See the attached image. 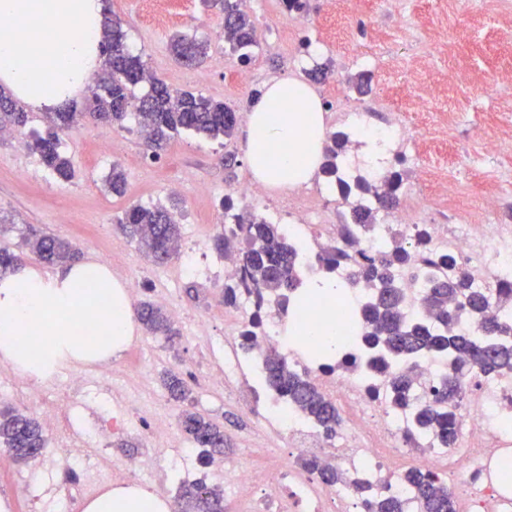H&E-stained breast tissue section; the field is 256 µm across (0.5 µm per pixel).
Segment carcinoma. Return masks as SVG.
Here are the masks:
<instances>
[{
	"instance_id": "cac0c4a2",
	"label": "carcinoma",
	"mask_w": 512,
	"mask_h": 512,
	"mask_svg": "<svg viewBox=\"0 0 512 512\" xmlns=\"http://www.w3.org/2000/svg\"><path fill=\"white\" fill-rule=\"evenodd\" d=\"M211 7L223 16L224 45L240 58L250 59L249 52L258 45L256 24L243 9V0H211ZM102 39L108 58L89 111L49 112L47 131L26 142L57 178L68 182L75 177L70 158L61 150V134L79 122H107L123 128L131 121L144 133L145 150L153 159L160 157L173 136L183 132L211 138L232 136L239 120L237 112L224 102L174 89L151 75L141 57L128 48L119 20L105 17ZM171 49L188 64L205 55V45L185 35L175 39ZM141 84L148 85L149 92L139 97L135 89ZM26 122L23 109L0 93V129L20 127ZM350 140V132L344 130L329 135L321 167L326 181L348 205V236L370 233L379 214L400 204L404 189L398 172L384 176L378 186L371 171L363 167L349 171L344 160ZM220 205L224 207V228L214 239L216 251L224 253L234 240L246 244L238 255L235 273L224 278V305L236 308L253 296L258 300L270 297L276 302L279 316H285L291 300L299 299L298 291L307 279L295 243L282 225L266 220L257 211L237 212L229 197ZM119 225L156 264L177 253L179 225L163 205L133 206L123 213ZM427 243V228L421 225L413 246L407 245L404 235L394 233L376 250L353 255L339 245L323 249L317 261L321 272L328 275L340 268L348 272L342 287L367 293L359 308L344 314L350 329H359L358 344L365 354L366 367L374 373H388L391 404L409 409L410 439L419 443L430 436L440 447L454 448L459 438L457 414L465 378L477 369L487 377L512 373V287L501 286L493 295L472 287L455 256L433 253ZM27 244L48 265H67L78 259V251L70 242L53 235L35 234ZM412 264L422 267L429 282L421 301L424 317L406 314L398 285L400 271ZM135 313L152 335L168 343L179 336L166 312L153 302L138 303ZM266 323L261 307H256L239 333L241 348L250 349L255 337L265 331ZM337 340V350L343 356L326 359L321 349L314 348V359L323 361L324 369L357 368L359 361L350 341L341 336ZM430 356L448 360V374L430 386L428 399L416 402V381L401 366ZM259 377L283 408L298 409L326 437L336 435L341 425L336 405L307 373L289 364L286 353L269 351L263 357ZM164 384L173 399H188L189 388L182 379L170 375ZM180 425L186 439L198 450L200 464L207 465L224 454V430L211 420L186 411ZM0 445L16 461L27 463L42 454L47 439L36 419L5 406L0 408ZM305 467L325 485L344 482L337 466L309 459ZM403 484L410 495L408 500L388 487L373 491L364 481L354 482L365 512H408L411 502L417 512H457L456 498L435 475L410 469L403 476ZM182 497L184 512H224V491L201 480L184 483Z\"/></svg>"
}]
</instances>
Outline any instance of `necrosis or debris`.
I'll return each mask as SVG.
<instances>
[{
  "instance_id": "obj_1",
  "label": "necrosis or debris",
  "mask_w": 512,
  "mask_h": 512,
  "mask_svg": "<svg viewBox=\"0 0 512 512\" xmlns=\"http://www.w3.org/2000/svg\"><path fill=\"white\" fill-rule=\"evenodd\" d=\"M290 222L286 231L304 247V263L313 266L315 252L339 239V225L330 223L321 213L314 197L301 193L287 202ZM430 247L440 253L458 256L477 287L495 288L512 283V225L435 224L431 227ZM271 348L288 352L290 364L307 370L324 394L333 400L347 422L345 438L328 444L312 429L292 418L280 419L282 433L302 451L321 461L343 465L348 485L334 492H324L305 473L275 467L259 474L256 467L228 472L223 464H213L222 473L229 492L240 500H251L262 493L275 512H353L351 480L368 475L381 484L399 489L404 475L402 460L410 418L389 405L385 396H372L369 386L386 388V376L366 380L363 370L346 374L323 371L299 348H286L277 323H269L250 355L231 352L224 357L223 368L206 373L204 382L223 386L240 380L245 372H258L262 356ZM127 365L110 366L109 370L88 375L80 370L66 374L63 385L72 395H80L95 384L111 392L117 411H125L128 396L116 393L112 383L116 374L127 373ZM470 395L458 413L463 440L456 447L428 448L414 457L415 467L425 471H444L451 491L463 500L468 512H512V486L503 483L496 471L508 448L512 447V375L497 379L472 376L467 381ZM20 395L22 402L43 422L47 431L63 449L61 460L66 468L80 467L81 480L64 488L66 512H78L81 502L98 492L107 482L136 480L135 472L120 463H109L102 456L81 452L86 434L73 431L69 404L52 397L32 379L13 369H0V395Z\"/></svg>"
}]
</instances>
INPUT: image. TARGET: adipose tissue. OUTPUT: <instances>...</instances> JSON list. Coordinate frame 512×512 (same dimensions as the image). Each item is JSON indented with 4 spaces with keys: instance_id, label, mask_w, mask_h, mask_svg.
<instances>
[{
    "instance_id": "adipose-tissue-1",
    "label": "adipose tissue",
    "mask_w": 512,
    "mask_h": 512,
    "mask_svg": "<svg viewBox=\"0 0 512 512\" xmlns=\"http://www.w3.org/2000/svg\"><path fill=\"white\" fill-rule=\"evenodd\" d=\"M102 0H0V85L27 109L53 112L75 99L103 61ZM245 154L255 182L308 184L322 164L325 116L315 89L285 77L263 86L246 117ZM126 287L93 261L53 277L24 268L0 278V361L44 375L62 356L110 358L131 338ZM83 512H170L139 486H117Z\"/></svg>"
}]
</instances>
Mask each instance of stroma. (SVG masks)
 Listing matches in <instances>:
<instances>
[{
  "label": "stroma",
  "instance_id": "35a3bbf8",
  "mask_svg": "<svg viewBox=\"0 0 512 512\" xmlns=\"http://www.w3.org/2000/svg\"><path fill=\"white\" fill-rule=\"evenodd\" d=\"M176 2L177 12L171 15L155 0H105L131 50L170 86L203 93L243 115L271 78H303L315 67L328 68L330 78L315 85L322 101L344 90L363 123L376 128L385 126L392 114L400 115L415 147L388 156L385 170L401 172L406 192L431 200L433 223L512 224V185L500 193L492 213L482 207L491 177L512 170V111H503L498 94L499 86L512 83V11H501L500 0H306L301 12L287 11L282 0H247L263 38L245 63L225 52L219 36L222 20L201 0ZM176 31L207 43L204 64L175 60L168 40ZM418 54L426 57L428 67L415 77L406 64ZM229 66L251 72L250 82L226 85L224 72ZM422 80L438 87L425 105L415 102ZM98 139L115 145L111 157L92 155L90 146ZM14 141L0 139V222L6 226L0 247L19 255L20 265L46 276L55 275L57 269L31 259L25 243L29 230L71 241L84 261L99 260L103 252L113 251L116 270L141 278L147 300L157 301L159 292H166L181 314L176 321L181 338L173 347L136 327L141 353L135 367L149 383L140 386L120 377L117 385L133 389L139 404L160 405L171 421H178L182 410L188 409L219 424L230 440L224 451L227 469L258 465L267 458L302 468L304 457L287 436L244 408V400L255 396V382H243L237 389L195 382L190 400L182 405L170 400L162 384L165 373L181 376L189 365L204 372L223 363L224 350L239 345L236 330L224 322L223 257L210 238L224 223L221 200L235 183L250 177L244 126H237L228 139L175 137L156 162L145 156L136 129L109 123L79 127L62 136V148L76 169L69 182L55 179L31 151L16 153ZM225 154L235 155L233 170L220 164ZM420 164L433 169L431 180H416ZM116 166L126 176L121 195L106 187ZM200 185L206 187V195L197 194ZM157 204L180 213L182 244L193 245L197 259L214 272L212 279L198 282V296H190L186 283L178 279L180 259L161 266L153 263L118 226L130 206ZM201 317L208 320L203 335L193 326ZM98 401L97 392L89 391L79 400L77 416L99 423L114 444L111 458L140 470V485H151L143 471L148 438L137 416H130L124 427H113L111 416H100ZM124 439L135 441V448H118V441ZM167 471L155 493L171 504L181 494L182 481H213L210 469L201 466L197 457L178 452L172 454ZM69 480L63 471L34 462L16 463L0 447V481H22L37 493L35 499L17 504V512H60L62 489Z\"/></svg>",
  "mask_w": 512,
  "mask_h": 512
}]
</instances>
